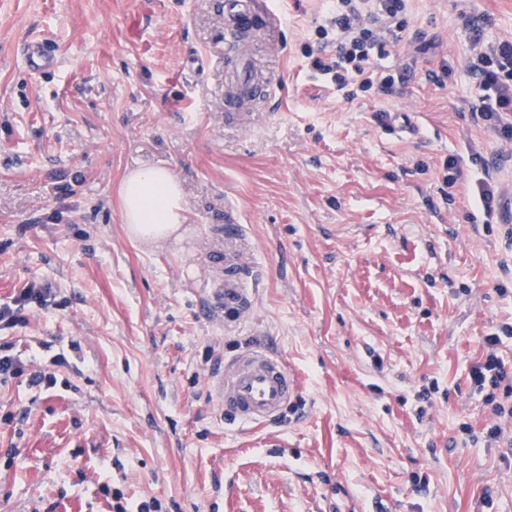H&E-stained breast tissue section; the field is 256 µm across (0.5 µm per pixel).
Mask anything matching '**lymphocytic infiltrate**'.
<instances>
[{"mask_svg":"<svg viewBox=\"0 0 512 512\" xmlns=\"http://www.w3.org/2000/svg\"><path fill=\"white\" fill-rule=\"evenodd\" d=\"M408 0H338L336 15L319 26L320 39L334 37L336 51L313 57L310 66L322 76L330 77L346 99H356L370 92L392 93L406 87L412 77L410 66H383L382 61L395 52L403 30ZM473 54L468 68L476 80L477 104L472 111L487 130L512 139V40L483 44L472 39ZM53 290L34 282L0 303V324L14 327L24 323V312L33 304L46 305ZM502 339L493 333L485 337L486 351L469 370L471 386L484 395V404L492 415L485 428L489 441L505 437L503 423L512 420V370L507 369L497 349ZM25 378L28 386L52 388L56 379L34 360H22L8 343L0 344V383Z\"/></svg>","mask_w":512,"mask_h":512,"instance_id":"lymphocytic-infiltrate-1","label":"lymphocytic infiltrate"}]
</instances>
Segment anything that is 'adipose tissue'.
<instances>
[{
  "mask_svg": "<svg viewBox=\"0 0 512 512\" xmlns=\"http://www.w3.org/2000/svg\"><path fill=\"white\" fill-rule=\"evenodd\" d=\"M119 197L122 220L136 240L168 239L188 220L181 184L169 168L130 171L120 184Z\"/></svg>",
  "mask_w": 512,
  "mask_h": 512,
  "instance_id": "1",
  "label": "adipose tissue"
}]
</instances>
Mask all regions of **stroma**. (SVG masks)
I'll return each mask as SVG.
<instances>
[{
    "label": "stroma",
    "mask_w": 512,
    "mask_h": 512,
    "mask_svg": "<svg viewBox=\"0 0 512 512\" xmlns=\"http://www.w3.org/2000/svg\"><path fill=\"white\" fill-rule=\"evenodd\" d=\"M272 3L283 24L255 60L279 89L231 118L224 0H0V303L54 291L0 343L57 378L0 383V512H112L115 489L162 512H512V447L485 441L467 380L512 323V142L462 108L458 20L510 40L512 0H409L408 87L352 101L304 56L336 0ZM30 40L54 65H25ZM444 63L439 87L425 73ZM476 153L501 188L490 216ZM145 165L189 209L154 245L118 194ZM224 251L253 301L229 327L208 308ZM266 344L299 399L278 424H226L212 373Z\"/></svg>",
    "instance_id": "obj_1"
}]
</instances>
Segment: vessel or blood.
Wrapping results in <instances>:
<instances>
[{
  "label": "vessel or blood",
  "mask_w": 512,
  "mask_h": 512,
  "mask_svg": "<svg viewBox=\"0 0 512 512\" xmlns=\"http://www.w3.org/2000/svg\"><path fill=\"white\" fill-rule=\"evenodd\" d=\"M224 13L234 28L246 33L279 25L277 15L263 0H224ZM269 88V80L255 76L247 57H235L224 82V106L237 111L249 109ZM209 308L212 317L224 320L250 311L251 294L240 268L228 265L224 277L212 280ZM298 392L297 380L285 359L262 347L245 348L225 357L213 384L226 419L244 425L279 421Z\"/></svg>",
  "instance_id": "vessel-or-blood-1"
}]
</instances>
